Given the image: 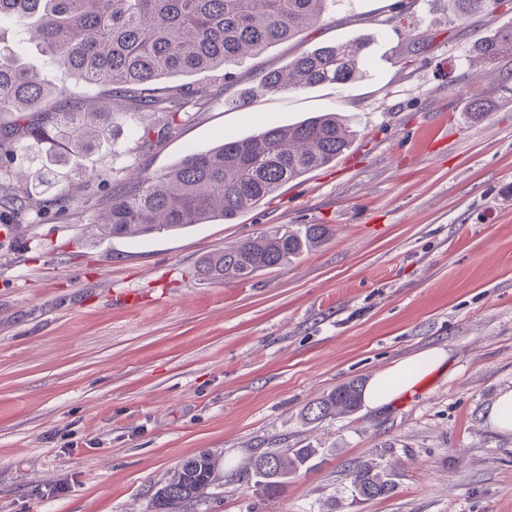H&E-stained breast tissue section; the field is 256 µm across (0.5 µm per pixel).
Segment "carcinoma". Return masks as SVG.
Instances as JSON below:
<instances>
[{
  "label": "carcinoma",
  "instance_id": "carcinoma-1",
  "mask_svg": "<svg viewBox=\"0 0 512 512\" xmlns=\"http://www.w3.org/2000/svg\"><path fill=\"white\" fill-rule=\"evenodd\" d=\"M330 0H0V25L22 27L49 65L61 76L49 82L35 70L0 53V224L8 228L13 213L28 203L31 222L48 211L32 187L55 184L54 167L88 176L84 159L112 130V113L97 108L58 112L54 103L73 89H117L137 93L142 107L165 113L160 131L188 118L181 99L204 96L196 88L166 85L179 74L226 70L247 54L294 38L318 22ZM512 0H448V21L472 13H496V5ZM369 38L301 52L283 70L260 73L264 94L296 92L321 85L354 82ZM476 51L486 61L512 53V25L495 28ZM356 134L334 114L317 115L288 125L269 126L243 138H229L207 150H188L174 165L153 175L130 176L99 214L98 223L114 238L135 240L155 233L178 232L195 224L230 222L277 197L287 183L328 166L350 149ZM42 165L20 180L16 167L30 149ZM324 224L290 229L270 227L245 241L202 256L197 275L203 281L245 280L284 266L323 243ZM361 386L352 382L309 405L308 421L351 413L361 404ZM316 448H277L278 468L268 478L254 467L245 473L265 484L271 497L288 478L312 468ZM219 476V464L208 452L184 460L153 494L155 512H184L207 502ZM352 486L365 499L387 497L395 483L378 466L352 471Z\"/></svg>",
  "mask_w": 512,
  "mask_h": 512
}]
</instances>
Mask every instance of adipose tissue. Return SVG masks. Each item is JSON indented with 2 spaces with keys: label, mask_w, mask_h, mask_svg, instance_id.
<instances>
[{
  "label": "adipose tissue",
  "mask_w": 512,
  "mask_h": 512,
  "mask_svg": "<svg viewBox=\"0 0 512 512\" xmlns=\"http://www.w3.org/2000/svg\"><path fill=\"white\" fill-rule=\"evenodd\" d=\"M443 350L429 348L400 360L376 374L368 383L363 398L367 407L376 409L388 405L397 396L410 390L421 378L441 366Z\"/></svg>",
  "instance_id": "adipose-tissue-1"
}]
</instances>
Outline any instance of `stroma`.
Wrapping results in <instances>:
<instances>
[{
    "label": "stroma",
    "mask_w": 512,
    "mask_h": 512,
    "mask_svg": "<svg viewBox=\"0 0 512 512\" xmlns=\"http://www.w3.org/2000/svg\"><path fill=\"white\" fill-rule=\"evenodd\" d=\"M511 23L449 25L448 0H333L232 79L170 78L207 95L169 134L162 113L115 95L112 143L87 159L98 181L73 182L69 216L0 235V512H154L157 488L202 451L225 477L198 512H512V434L487 420L512 387V55L473 51ZM362 33L355 82L241 100L257 73ZM324 112L355 130L351 148L271 203L136 242L100 230L129 175ZM275 224L330 234L248 280L198 279L201 256ZM129 293L137 306L118 303ZM430 347L444 363L386 409L304 421L336 387ZM306 445L312 469L278 497L242 472ZM367 462L393 470L390 496L353 500Z\"/></svg>",
    "instance_id": "stroma-1"
}]
</instances>
